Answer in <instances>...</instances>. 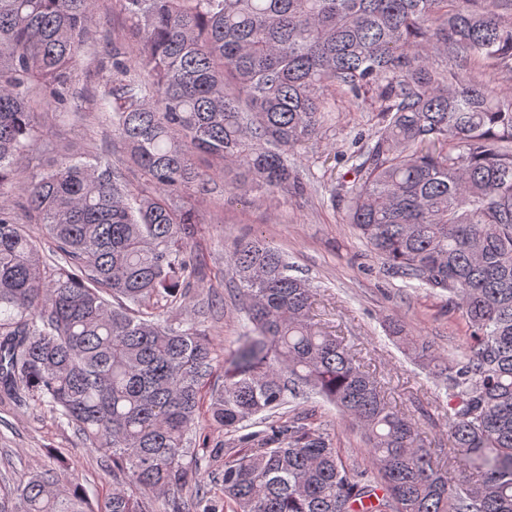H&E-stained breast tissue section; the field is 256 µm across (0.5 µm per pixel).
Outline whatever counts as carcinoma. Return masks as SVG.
I'll list each match as a JSON object with an SVG mask.
<instances>
[{
    "label": "carcinoma",
    "mask_w": 512,
    "mask_h": 512,
    "mask_svg": "<svg viewBox=\"0 0 512 512\" xmlns=\"http://www.w3.org/2000/svg\"><path fill=\"white\" fill-rule=\"evenodd\" d=\"M140 33L128 61L112 42L99 111L154 185L72 150L21 183L38 141L30 103L64 100L86 53L95 0H0V403L46 404L112 465L92 505L66 461L0 482V512H512V96L487 78L512 71V0H119ZM343 103L375 113L347 223L388 269L465 320L454 358L394 325L391 335L448 395L450 482L412 419L312 314L313 290L264 240L227 266L249 326L205 387L213 347L194 319H162L194 296V211L177 193L208 184L195 155L224 163L242 195L304 191L291 156ZM322 397L357 426L380 487L354 474L329 435L269 422L288 400ZM237 431L261 414L257 447L197 477L201 414ZM381 493H376V490Z\"/></svg>",
    "instance_id": "cac0c4a2"
}]
</instances>
